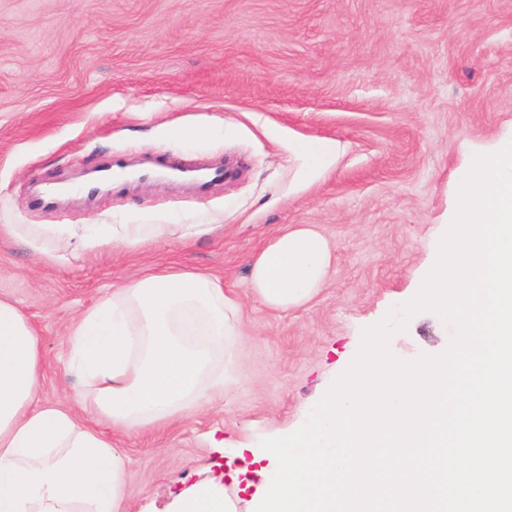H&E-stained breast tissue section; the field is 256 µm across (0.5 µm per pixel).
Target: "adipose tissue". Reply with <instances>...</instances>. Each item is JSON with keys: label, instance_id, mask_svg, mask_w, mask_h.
<instances>
[{"label": "adipose tissue", "instance_id": "obj_1", "mask_svg": "<svg viewBox=\"0 0 512 512\" xmlns=\"http://www.w3.org/2000/svg\"><path fill=\"white\" fill-rule=\"evenodd\" d=\"M332 265L326 237L299 225L253 259L251 287L273 310L309 302ZM239 305L220 279L151 273L105 292L67 337L81 414L39 400V337L0 299V512H128L127 458L112 431L161 427L225 389L224 354ZM175 512H235L217 483L194 486Z\"/></svg>", "mask_w": 512, "mask_h": 512}]
</instances>
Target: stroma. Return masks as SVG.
Returning <instances> with one entry per match:
<instances>
[{"instance_id": "stroma-1", "label": "stroma", "mask_w": 512, "mask_h": 512, "mask_svg": "<svg viewBox=\"0 0 512 512\" xmlns=\"http://www.w3.org/2000/svg\"><path fill=\"white\" fill-rule=\"evenodd\" d=\"M197 126L208 135L170 136ZM297 139L339 143L340 156L302 180ZM510 139L512 0H0V298L39 335L44 398L70 408L81 381L66 336L107 288L170 269L221 278L241 333L223 401L115 438L133 512H172L209 480L254 512L275 467L261 440L300 428L363 328L417 293L459 174ZM160 154L231 157L241 173L204 195L148 181L23 203L112 156ZM99 224L143 225L142 240L85 246ZM294 224L328 239L334 267L309 304L273 312L252 294L250 262ZM450 336L425 311L390 349L436 355Z\"/></svg>"}]
</instances>
